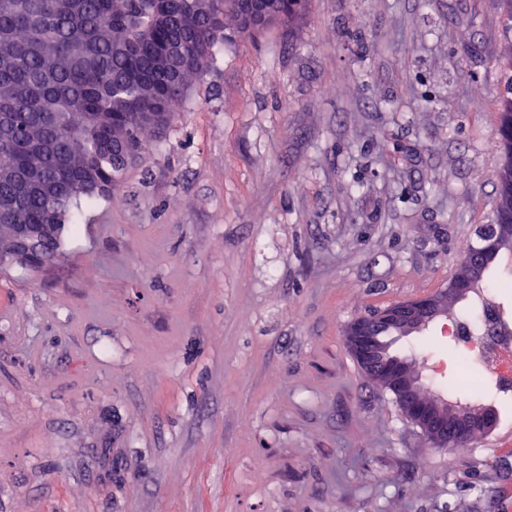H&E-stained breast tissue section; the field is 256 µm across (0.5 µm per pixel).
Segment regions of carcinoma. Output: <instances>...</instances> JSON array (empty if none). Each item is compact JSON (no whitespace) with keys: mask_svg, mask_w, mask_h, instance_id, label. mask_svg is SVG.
<instances>
[{"mask_svg":"<svg viewBox=\"0 0 512 512\" xmlns=\"http://www.w3.org/2000/svg\"><path fill=\"white\" fill-rule=\"evenodd\" d=\"M512 72V0H501ZM309 0H280L274 23ZM228 0H0V224H64L82 199L107 197L149 148L144 133L205 75L218 45L246 41ZM499 99L496 173L501 208L512 202V75ZM45 150L30 157L19 128ZM127 143L112 158V140Z\"/></svg>","mask_w":512,"mask_h":512,"instance_id":"1","label":"carcinoma"}]
</instances>
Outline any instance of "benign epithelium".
<instances>
[{
  "mask_svg": "<svg viewBox=\"0 0 512 512\" xmlns=\"http://www.w3.org/2000/svg\"><path fill=\"white\" fill-rule=\"evenodd\" d=\"M275 0H232V7L255 24L273 18ZM0 242V267L25 263L33 252L55 237L57 224H4ZM481 246L463 261L465 273L432 296L396 303L374 315L363 316L347 331L351 351L364 373L375 384L392 391L404 414L420 427L432 446L445 450L448 443H463L475 433L493 426L494 413L488 408L464 407L422 395L419 373L391 350L393 340L424 329L448 310V295H465L479 279L483 263L503 249H512V226L484 224L477 230Z\"/></svg>",
  "mask_w": 512,
  "mask_h": 512,
  "instance_id": "benign-epithelium-1",
  "label": "benign epithelium"
}]
</instances>
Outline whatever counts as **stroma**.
I'll return each mask as SVG.
<instances>
[{
	"label": "stroma",
	"instance_id": "1",
	"mask_svg": "<svg viewBox=\"0 0 512 512\" xmlns=\"http://www.w3.org/2000/svg\"><path fill=\"white\" fill-rule=\"evenodd\" d=\"M499 0H312L226 44L41 270L0 268V512H502L352 357L490 223ZM445 321L399 339L453 395Z\"/></svg>",
	"mask_w": 512,
	"mask_h": 512
}]
</instances>
